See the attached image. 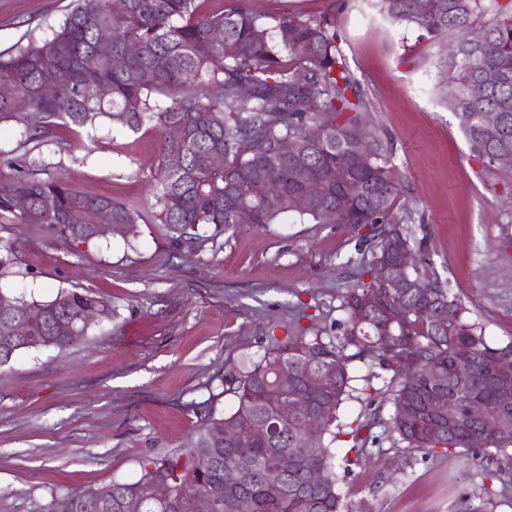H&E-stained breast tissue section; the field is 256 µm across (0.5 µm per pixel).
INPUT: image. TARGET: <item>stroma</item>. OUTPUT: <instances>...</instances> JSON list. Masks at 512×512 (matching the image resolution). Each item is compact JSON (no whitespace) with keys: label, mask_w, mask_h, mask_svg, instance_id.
<instances>
[{"label":"stroma","mask_w":512,"mask_h":512,"mask_svg":"<svg viewBox=\"0 0 512 512\" xmlns=\"http://www.w3.org/2000/svg\"><path fill=\"white\" fill-rule=\"evenodd\" d=\"M69 0H0V53L50 35ZM272 15L335 17L350 69L371 103L373 130L389 135L409 204L422 213L426 273L436 274L495 345L512 339V168L485 185L457 121L435 88L436 46L384 19L369 0H258ZM58 128L25 150L0 128V183L10 158L30 154L46 176L88 195L147 208L158 146L152 134L105 121L86 146ZM79 247L38 224H4L15 253L0 286L52 298L77 286L108 300L111 322L92 324L65 351L20 355L0 367V512H48L69 491L132 481L148 459L180 453L207 415L230 411L225 379L308 328L333 330L338 295L360 278L369 228L278 224L180 240L155 224ZM340 488L354 512H458L482 484L483 459L386 449L347 468Z\"/></svg>","instance_id":"stroma-1"}]
</instances>
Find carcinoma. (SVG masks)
Returning <instances> with one entry per match:
<instances>
[{
  "label": "carcinoma",
  "instance_id": "obj_1",
  "mask_svg": "<svg viewBox=\"0 0 512 512\" xmlns=\"http://www.w3.org/2000/svg\"><path fill=\"white\" fill-rule=\"evenodd\" d=\"M378 12L394 24L421 31L435 41L438 63L453 79L438 87L440 103L452 112L469 149L483 164L486 178L501 167L494 157L512 152V0H373ZM483 30L481 45L465 42L471 28ZM102 29L112 30V47L103 56L97 48ZM140 52L132 56L128 45ZM230 44L235 52L228 53ZM164 59L162 68L156 65ZM106 78L112 94L95 96L94 80ZM51 81L53 100L38 98ZM249 89L243 96L242 89ZM24 95L32 107L13 109L12 99ZM370 102L351 71L344 41L333 18L299 13L278 16L251 8L248 0H227L220 9L202 13L197 0H127L113 13L107 0H70L64 19L51 35L0 54V126H11L24 145L40 143L57 127L95 128L107 118L131 132L146 130L158 144L151 175L154 202L148 209L132 207L108 196H88L61 178H43V170L13 161L14 177L0 183V223L41 224L49 234L75 245L103 238L94 224L100 208L114 224L132 227L159 224L191 240L201 225L218 236L236 228V213L249 209L253 224H278L286 216L310 224L375 226L364 250L368 282H359L339 296L336 334L317 330L311 336H290L268 349L257 361L226 379L235 398L229 412L211 414L199 424L184 453L149 460L135 481L110 483L96 489L67 492L53 500L50 512H131L127 500L153 483L171 487L166 501L139 497L136 512H198L210 502L211 512H351L338 487L336 453L339 437H349L358 466L381 448L431 453L436 450L467 457L482 452L485 474L498 478L501 492L512 491V475L492 467L512 450V420L497 415L498 386L492 363L512 361V339L491 346L468 309L449 296L436 277L412 266L407 275L420 287L400 294L374 275V265L404 249L418 252L422 240L413 225L422 215L401 198L405 186L394 172L393 142L374 136L370 163L360 168L352 158ZM489 112L499 116L494 141L483 132ZM322 127L320 139L309 138ZM293 140L300 156L278 160V144ZM224 156V166L207 162ZM178 158L179 164L172 163ZM317 181L324 194L311 198L306 184ZM358 181L363 191L352 196ZM29 200L27 209L14 207L15 198ZM80 209L82 219L73 217ZM19 304L24 320L0 317V336L26 337L16 351L56 349L76 344L89 330L88 311L98 321H112V306L86 289L61 288L48 300L27 299L0 288V306ZM403 309L391 321L388 312ZM448 322L443 324L439 316ZM378 365L391 372L388 381L392 413L383 419L367 387L354 386L350 365ZM328 373L324 390L309 393L300 377L307 365ZM288 369V384L280 373ZM437 390L456 393L455 408L465 416L471 396L482 398L490 413L470 420V440L446 433L426 434L420 416L427 396ZM303 402L304 414H319L322 428L309 440L304 418L277 422L274 405L282 393ZM356 399L364 404L363 419L344 431L338 424L341 405ZM278 423L273 438L260 442L252 429ZM230 424L237 442L229 449L215 431ZM384 428L386 436L373 433ZM212 465L201 470L197 458ZM240 471L238 485H224V470ZM322 471L313 485L309 471ZM276 471L283 480L279 497L268 495L266 475Z\"/></svg>",
  "mask_w": 512,
  "mask_h": 512
}]
</instances>
